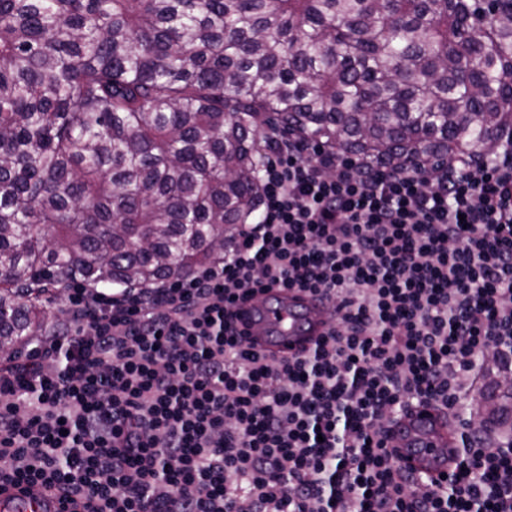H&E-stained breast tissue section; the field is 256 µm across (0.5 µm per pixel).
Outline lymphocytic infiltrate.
<instances>
[{"label":"lymphocytic infiltrate","mask_w":512,"mask_h":512,"mask_svg":"<svg viewBox=\"0 0 512 512\" xmlns=\"http://www.w3.org/2000/svg\"><path fill=\"white\" fill-rule=\"evenodd\" d=\"M253 224L151 288L60 298L61 325L0 353V490L70 512H512V436L466 393L512 372V145L428 175L271 141ZM271 288L334 314L275 358L233 323ZM435 403L467 431L440 482L398 464L397 420ZM502 379V372L499 369V366L490 362L488 363L483 370V377L481 380V385L479 391L471 394L466 400L469 408L473 409L474 412L481 411L482 407V394L487 395L492 391L499 393L503 387H498L499 382Z\"/></svg>","instance_id":"obj_1"}]
</instances>
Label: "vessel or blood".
Returning a JSON list of instances; mask_svg holds the SVG:
<instances>
[{
  "label": "vessel or blood",
  "instance_id": "obj_1",
  "mask_svg": "<svg viewBox=\"0 0 512 512\" xmlns=\"http://www.w3.org/2000/svg\"><path fill=\"white\" fill-rule=\"evenodd\" d=\"M238 326L251 343L278 358H288L311 348L325 335L331 312L314 298L274 288L240 304ZM393 455L402 465L432 478L449 473L459 450L446 419L433 406L423 405L402 416L396 426ZM59 504L47 494H0V512H57Z\"/></svg>",
  "mask_w": 512,
  "mask_h": 512
}]
</instances>
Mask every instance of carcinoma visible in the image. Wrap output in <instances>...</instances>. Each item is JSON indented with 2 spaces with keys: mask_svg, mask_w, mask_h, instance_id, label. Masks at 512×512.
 <instances>
[{
  "mask_svg": "<svg viewBox=\"0 0 512 512\" xmlns=\"http://www.w3.org/2000/svg\"><path fill=\"white\" fill-rule=\"evenodd\" d=\"M425 172L512 137V0H0V349L71 280L224 254L272 138Z\"/></svg>",
  "mask_w": 512,
  "mask_h": 512,
  "instance_id": "1",
  "label": "carcinoma"
}]
</instances>
